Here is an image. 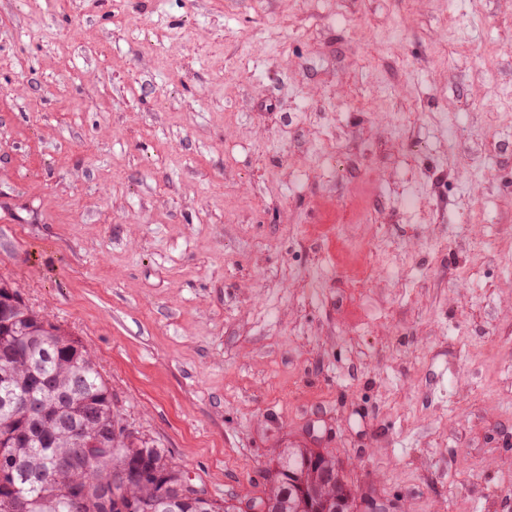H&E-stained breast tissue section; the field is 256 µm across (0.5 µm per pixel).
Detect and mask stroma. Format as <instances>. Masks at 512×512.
I'll return each instance as SVG.
<instances>
[{"mask_svg": "<svg viewBox=\"0 0 512 512\" xmlns=\"http://www.w3.org/2000/svg\"><path fill=\"white\" fill-rule=\"evenodd\" d=\"M1 278L210 498L512 512V0H0ZM283 475L280 481V469ZM272 484L264 496L256 498L263 512H341L345 502L352 506L355 497L336 458L317 448L296 445L285 448L277 463L267 470ZM351 503L345 511H352ZM237 511L259 512L253 501L237 504Z\"/></svg>", "mask_w": 512, "mask_h": 512, "instance_id": "stroma-1", "label": "stroma"}]
</instances>
